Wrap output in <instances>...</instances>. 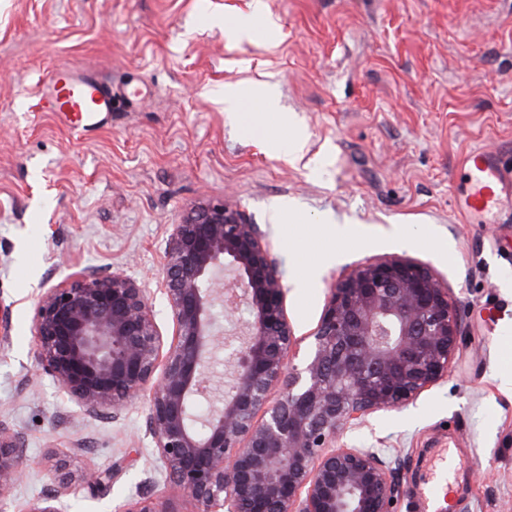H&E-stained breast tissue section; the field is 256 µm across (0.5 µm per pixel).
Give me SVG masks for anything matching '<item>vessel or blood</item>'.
<instances>
[{"label": "vessel or blood", "instance_id": "obj_1", "mask_svg": "<svg viewBox=\"0 0 512 512\" xmlns=\"http://www.w3.org/2000/svg\"><path fill=\"white\" fill-rule=\"evenodd\" d=\"M42 109L63 116L73 129L91 132L106 123L112 90L94 75L57 70L40 89ZM463 165L470 179L456 208L467 216L495 215L512 206V154L484 149L467 152Z\"/></svg>", "mask_w": 512, "mask_h": 512}]
</instances>
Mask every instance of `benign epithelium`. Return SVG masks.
I'll return each instance as SVG.
<instances>
[{
  "instance_id": "obj_1",
  "label": "benign epithelium",
  "mask_w": 512,
  "mask_h": 512,
  "mask_svg": "<svg viewBox=\"0 0 512 512\" xmlns=\"http://www.w3.org/2000/svg\"><path fill=\"white\" fill-rule=\"evenodd\" d=\"M234 272L225 291L214 276ZM162 290L174 332L161 336L146 285L122 271L79 272L45 288L34 313L37 371L85 414L116 418L147 396V433L167 493L140 494L119 512H392L393 471L371 448L336 447L346 430L397 408L447 376L462 336L448 289L427 267L390 257L336 281L306 364L291 365L296 337L267 235L226 199L189 208L166 240ZM249 309L247 339L227 391L213 395L209 365L224 341L215 302ZM24 433L0 421V506L27 461ZM111 477L55 459L52 488L25 512H64L78 487L106 493Z\"/></svg>"
}]
</instances>
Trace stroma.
Instances as JSON below:
<instances>
[{
	"instance_id": "obj_1",
	"label": "stroma",
	"mask_w": 512,
	"mask_h": 512,
	"mask_svg": "<svg viewBox=\"0 0 512 512\" xmlns=\"http://www.w3.org/2000/svg\"><path fill=\"white\" fill-rule=\"evenodd\" d=\"M0 0V420L29 468L0 512L49 484L47 452L108 471L66 512H118L157 462L148 404L84 414L33 370L34 305L72 272L116 270L152 290L158 329L171 226L234 193L266 232L302 364L340 274L389 257L429 267L463 322L453 366L404 406L347 431L395 469V512H419L437 453L457 512H512V223L452 206L470 149H512V0ZM253 24L238 37L227 18ZM66 67L112 90L85 135L37 106ZM276 88L280 112H224L228 85ZM293 114L297 128L281 121ZM306 138L289 152L294 130Z\"/></svg>"
}]
</instances>
